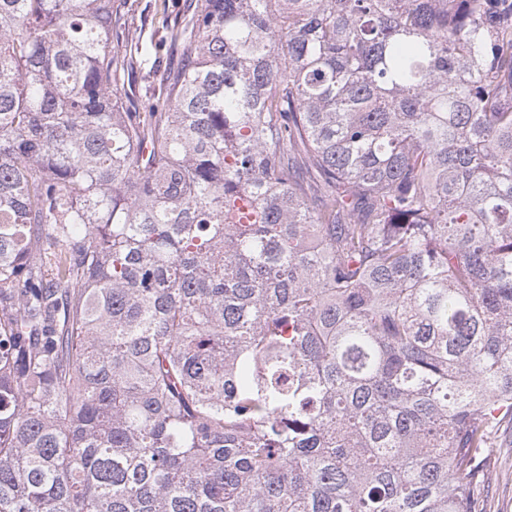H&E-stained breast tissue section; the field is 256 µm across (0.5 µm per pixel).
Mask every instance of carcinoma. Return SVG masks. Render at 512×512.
I'll return each instance as SVG.
<instances>
[{
    "label": "carcinoma",
    "mask_w": 512,
    "mask_h": 512,
    "mask_svg": "<svg viewBox=\"0 0 512 512\" xmlns=\"http://www.w3.org/2000/svg\"><path fill=\"white\" fill-rule=\"evenodd\" d=\"M118 8L0 0V512H477L512 0H197L145 112Z\"/></svg>",
    "instance_id": "carcinoma-1"
}]
</instances>
